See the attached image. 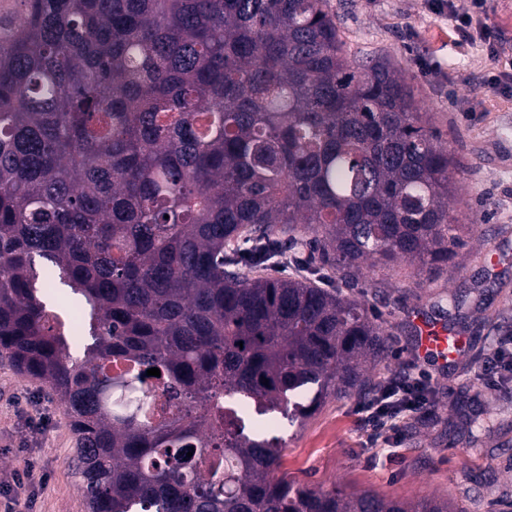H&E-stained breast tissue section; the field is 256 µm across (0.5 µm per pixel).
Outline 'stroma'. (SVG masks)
<instances>
[{"label": "stroma", "mask_w": 512, "mask_h": 512, "mask_svg": "<svg viewBox=\"0 0 512 512\" xmlns=\"http://www.w3.org/2000/svg\"><path fill=\"white\" fill-rule=\"evenodd\" d=\"M352 55L388 57L412 78L448 151L463 170L459 210L484 233L466 238L448 269L422 282L412 266L364 265L353 296L382 315L398 350L390 371L416 361L434 399L398 446L365 441L359 402L327 400L304 426L280 420L282 469L312 487L340 484L387 500L448 499L454 512H512V376L487 385L500 340L512 333V87L485 79L512 58V0H486L483 20L501 35L499 58L460 42L426 0H330ZM462 296L461 306L449 295ZM449 313L464 355L443 365L416 359L420 318ZM75 448L63 404L39 381L0 358V496L18 512H88L71 459ZM29 471L23 486L13 473Z\"/></svg>", "instance_id": "1"}]
</instances>
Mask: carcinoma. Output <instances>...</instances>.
Wrapping results in <instances>:
<instances>
[{
    "label": "carcinoma",
    "instance_id": "cac0c4a2",
    "mask_svg": "<svg viewBox=\"0 0 512 512\" xmlns=\"http://www.w3.org/2000/svg\"><path fill=\"white\" fill-rule=\"evenodd\" d=\"M460 174L328 0H0V356L65 406L89 512H449L301 486L267 434L381 391L388 334L321 282L448 267Z\"/></svg>",
    "mask_w": 512,
    "mask_h": 512
}]
</instances>
